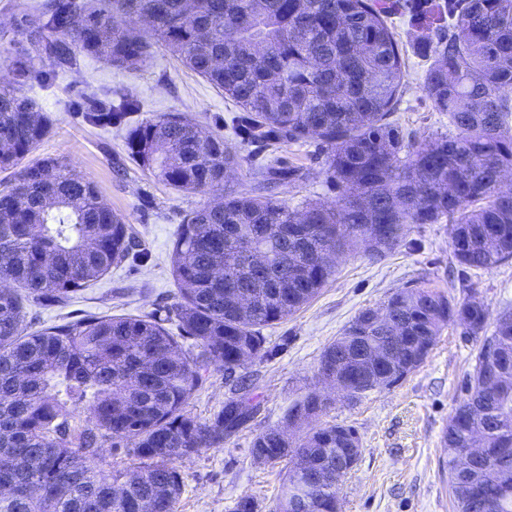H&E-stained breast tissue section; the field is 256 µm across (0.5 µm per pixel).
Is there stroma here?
Wrapping results in <instances>:
<instances>
[{
	"instance_id": "35a3bbf8",
	"label": "stroma",
	"mask_w": 512,
	"mask_h": 512,
	"mask_svg": "<svg viewBox=\"0 0 512 512\" xmlns=\"http://www.w3.org/2000/svg\"><path fill=\"white\" fill-rule=\"evenodd\" d=\"M38 0H0V88L15 80L14 63L30 44L19 24ZM407 68L404 93L395 113L399 123L418 137L448 132L447 115L433 111L422 89L428 61L420 52L417 31L408 21L397 24ZM112 98L125 92L143 101L129 124L151 114L183 112L205 131L234 137L229 126L236 107L213 85L171 54L160 51L137 68L120 70L89 58L77 71L45 88L32 83L28 94L55 121L52 134L34 152L56 157L94 182L113 209L126 216L143 242L147 258L127 262L78 295L67 308L39 310L37 326L56 323L65 314L143 316L173 307L178 287L171 275L170 250L185 211L215 201V194L178 193L136 166L126 176L114 169L127 164L121 129L101 130L83 124L73 111L89 89ZM249 162L229 173L227 188L249 181L254 169L289 165L302 169V180L278 186L277 195L297 206L304 201L333 203L337 190L325 174L324 156L314 140L283 143L277 151L246 146ZM425 287L452 302H479L488 323L512 313V262L491 270H475L454 257L449 224L410 225L403 242L382 258L357 250L341 257L336 271L313 300L282 322L263 331L266 355L250 363L245 374L259 410L248 428L181 460L184 490L177 512H232L242 495L253 496L260 512H271L279 497L286 464L253 460L250 449L259 433L286 427L288 409L308 392H323L317 375L322 351L341 336L363 309L381 305L398 288ZM479 343L451 322L443 329L424 364L399 384L355 401H337L321 413L316 425L353 426L362 443L357 465L339 491L341 512H457L448 486L444 434L455 407L465 396ZM233 395V383L214 367L203 389L190 400L188 413L205 420L220 412Z\"/></svg>"
}]
</instances>
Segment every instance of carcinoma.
I'll list each match as a JSON object with an SVG mask.
<instances>
[{"label":"carcinoma","mask_w":512,"mask_h":512,"mask_svg":"<svg viewBox=\"0 0 512 512\" xmlns=\"http://www.w3.org/2000/svg\"><path fill=\"white\" fill-rule=\"evenodd\" d=\"M149 16L152 24L135 26ZM421 31L431 63L423 91L450 131L419 139L393 119L406 58L394 20ZM22 33L42 63V82L77 57L123 69L164 48L232 100L241 144L313 139L338 189L330 205L292 207L273 188L300 168L255 170L224 202L185 215L172 242L174 306L184 347L165 319L92 314L33 329L34 308L63 306L112 268L144 255L124 216L96 184L57 158L31 161L53 119L36 101L0 89V512H176L183 478L176 463L247 428L254 413L236 396L213 418L186 407L210 367L232 374L265 356L262 330L307 304L333 274L336 254L363 245L373 257L396 249L411 224L452 226L453 253L469 268L512 260V0H44ZM141 101H88L82 121L121 127ZM127 157L183 194L224 187L245 162L237 147L179 112L127 128ZM248 304H242V299ZM382 324L364 309L321 354L318 374L375 387L418 369L442 328L457 319L473 336L487 313L452 305L426 288L399 289ZM400 332L402 339L390 343ZM383 354L382 369L365 352ZM310 393L289 412L316 416ZM89 423L78 424L75 414ZM353 428L318 426L291 447L275 428L252 455L289 461L274 512H336L331 479L355 462ZM484 437L485 459L448 454L458 512H512V314L484 337L467 397L455 408L446 444ZM131 452L121 469L89 464L101 443Z\"/></svg>","instance_id":"carcinoma-1"}]
</instances>
